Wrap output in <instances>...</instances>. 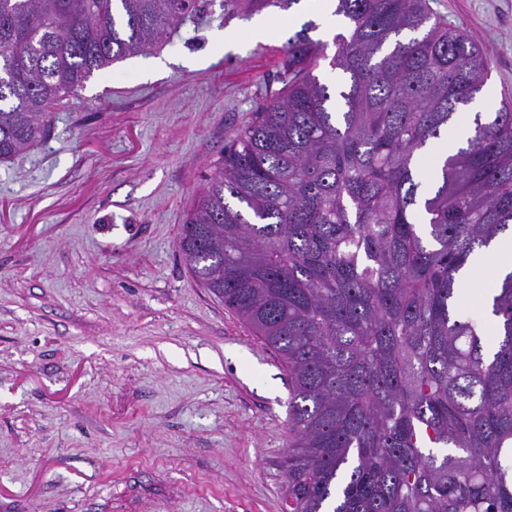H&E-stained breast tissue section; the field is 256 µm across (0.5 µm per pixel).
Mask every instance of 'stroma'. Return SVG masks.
Segmentation results:
<instances>
[{
    "instance_id": "obj_1",
    "label": "stroma",
    "mask_w": 512,
    "mask_h": 512,
    "mask_svg": "<svg viewBox=\"0 0 512 512\" xmlns=\"http://www.w3.org/2000/svg\"><path fill=\"white\" fill-rule=\"evenodd\" d=\"M428 5L477 41L489 108L512 98V0ZM259 18L209 0L0 164V512H282L288 372L178 248L289 37L328 38L307 0Z\"/></svg>"
}]
</instances>
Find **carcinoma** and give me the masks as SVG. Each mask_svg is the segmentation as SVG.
<instances>
[{"label": "carcinoma", "instance_id": "obj_1", "mask_svg": "<svg viewBox=\"0 0 512 512\" xmlns=\"http://www.w3.org/2000/svg\"><path fill=\"white\" fill-rule=\"evenodd\" d=\"M229 2L249 16L300 0ZM198 10L0 0V163ZM334 15L348 34L333 56L313 23L288 39L283 86L225 146L178 248L288 370V512H512V272L489 320L458 307L471 256L512 231V105L476 113L422 191L427 147L487 82L481 51L427 0H336ZM321 60L339 80L313 74Z\"/></svg>", "mask_w": 512, "mask_h": 512}]
</instances>
